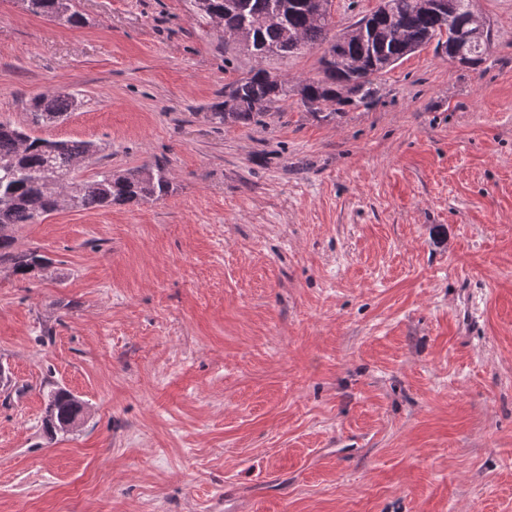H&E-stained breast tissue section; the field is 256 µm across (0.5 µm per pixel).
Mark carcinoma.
Returning <instances> with one entry per match:
<instances>
[{
	"instance_id": "cac0c4a2",
	"label": "carcinoma",
	"mask_w": 512,
	"mask_h": 512,
	"mask_svg": "<svg viewBox=\"0 0 512 512\" xmlns=\"http://www.w3.org/2000/svg\"><path fill=\"white\" fill-rule=\"evenodd\" d=\"M60 0H30V13L56 18ZM302 0H204L199 15L219 27L224 36L245 42L257 59L295 53L308 45L325 44L321 58L324 77L302 80L297 95L310 113L322 120L346 114V108L371 106L378 97L376 79L389 68L436 42L454 44L469 67L484 61L491 34L469 37L466 16L470 0H452L454 10L426 9L422 0H390L386 22L366 25L364 35L336 48L329 38L330 17L318 21L301 7ZM287 93L285 84L262 68L224 85V101L213 106L211 120L218 125H249L268 114ZM81 104L71 93L40 95L27 104V126L0 121V265H11L25 277L43 268L46 258L36 250L17 252L12 228L36 224L53 212L56 199L47 173L68 174L90 160L100 147L86 140H49L31 134L34 127L55 123ZM173 190L165 166L155 163L114 172L102 168L91 179L74 183L79 211L108 208L133 201L160 200ZM81 409L70 391L58 388L47 394L43 431L49 437L66 433L65 426Z\"/></svg>"
}]
</instances>
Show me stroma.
<instances>
[{
  "label": "stroma",
  "mask_w": 512,
  "mask_h": 512,
  "mask_svg": "<svg viewBox=\"0 0 512 512\" xmlns=\"http://www.w3.org/2000/svg\"><path fill=\"white\" fill-rule=\"evenodd\" d=\"M464 68L425 46L339 120L297 95L209 119L264 68L191 0H76L68 27L0 0V120L83 169L160 162L158 201L56 211L0 266V512H512V0ZM83 403L48 437L45 398Z\"/></svg>",
  "instance_id": "35a3bbf8"
}]
</instances>
